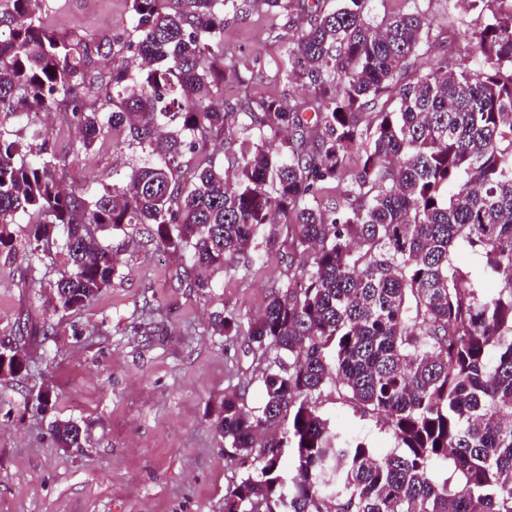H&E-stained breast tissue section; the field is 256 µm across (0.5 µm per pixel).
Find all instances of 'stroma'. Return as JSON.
<instances>
[{
    "mask_svg": "<svg viewBox=\"0 0 512 512\" xmlns=\"http://www.w3.org/2000/svg\"><path fill=\"white\" fill-rule=\"evenodd\" d=\"M246 12L224 23V97L233 99L237 78L263 75V92L310 101L313 90L283 79L279 66L303 23L298 12L272 16L264 0H247ZM417 10L433 22L434 44L413 60L411 72L428 71L438 56L479 65L459 25L476 31L486 17L463 12L450 0H373L371 24ZM47 24L86 40L125 36L129 0H52ZM140 149L121 155L106 149L70 164L63 183L85 175L115 180L117 165L142 163ZM102 242L119 252L120 277L90 306L55 322L41 285L65 271L44 259L27 271L24 257H0V337L27 319L23 340L35 363L29 376L0 380V512H224V495L239 470L224 457L214 422L225 395H243L246 407L263 399L265 356L246 336L224 340L211 333L213 312L255 318L269 295L294 269L287 244L267 260L231 273H211L206 293L181 285L180 258L157 249L147 232L106 233ZM158 309L147 316L144 303ZM56 323L54 335L41 329ZM50 388L48 413L27 406L29 395ZM321 411L331 424L365 440L375 452L394 443L377 420L356 413L336 393H325ZM76 421L84 432L78 448L60 447L50 434L54 419Z\"/></svg>",
    "mask_w": 512,
    "mask_h": 512,
    "instance_id": "stroma-1",
    "label": "stroma"
}]
</instances>
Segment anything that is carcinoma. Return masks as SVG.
<instances>
[{
	"label": "carcinoma",
	"instance_id": "obj_1",
	"mask_svg": "<svg viewBox=\"0 0 512 512\" xmlns=\"http://www.w3.org/2000/svg\"><path fill=\"white\" fill-rule=\"evenodd\" d=\"M0 1V253L63 255L68 271L46 298L54 314L80 312L118 277L100 232L146 224L190 267L228 271L284 230L303 258V285L285 282L247 323L249 342L271 353L262 403L248 410L227 394L217 416L224 454L242 468L224 512H512V8L467 0L488 13L480 30L462 29L480 66L443 56L408 78L430 40L420 11L374 26L372 0H265L309 16L283 64L286 80L314 89L300 108L241 76L243 96L222 101L224 17L239 0H130L127 37L96 42L50 29L45 0ZM57 111L79 129L65 156L28 122ZM238 129L229 176L200 146ZM289 129L297 138L272 151ZM109 140L148 159L120 184H60L66 156ZM353 158L341 204L311 207ZM188 166L196 186L184 193ZM460 248L478 268L457 261ZM241 328L231 311L213 315L217 336ZM0 354L3 378L28 370L12 339ZM328 388L381 422L394 449L379 455L332 426L319 408ZM50 431L81 447L77 423ZM448 463L455 480L436 478Z\"/></svg>",
	"mask_w": 512,
	"mask_h": 512
}]
</instances>
